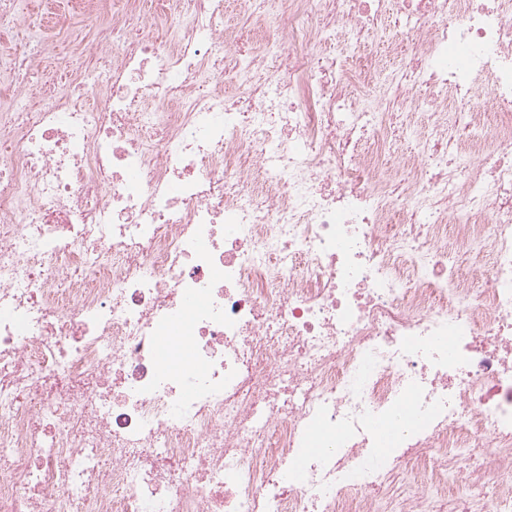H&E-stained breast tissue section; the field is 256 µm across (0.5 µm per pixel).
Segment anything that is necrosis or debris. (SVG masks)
<instances>
[{
	"label": "necrosis or debris",
	"mask_w": 512,
	"mask_h": 512,
	"mask_svg": "<svg viewBox=\"0 0 512 512\" xmlns=\"http://www.w3.org/2000/svg\"><path fill=\"white\" fill-rule=\"evenodd\" d=\"M235 9L94 0L44 105L0 53V512H512V0Z\"/></svg>",
	"instance_id": "obj_1"
}]
</instances>
